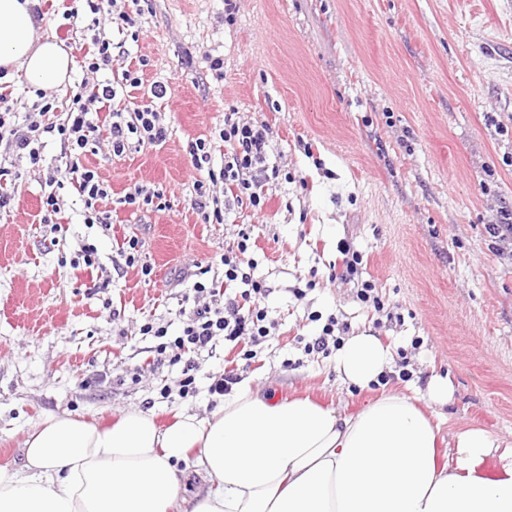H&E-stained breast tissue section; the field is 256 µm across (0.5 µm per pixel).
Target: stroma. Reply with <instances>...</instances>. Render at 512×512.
I'll return each mask as SVG.
<instances>
[{
    "label": "stroma",
    "instance_id": "obj_1",
    "mask_svg": "<svg viewBox=\"0 0 512 512\" xmlns=\"http://www.w3.org/2000/svg\"><path fill=\"white\" fill-rule=\"evenodd\" d=\"M234 23L224 0H134L138 41L123 43L108 72L89 73L93 48L76 0H43L41 26L73 58L61 108L82 81L111 80L119 92L97 118L152 102L169 126L166 142L113 157H82L111 187L99 207L112 225L84 222L74 188L59 195L57 224L38 218L45 167L61 146L44 136L43 169L0 146V190L14 198L0 215V465L21 462L35 423L70 415L104 424L130 410L158 424L176 414H211L215 376L231 370L263 395H311L352 412L382 388L424 396L431 377L453 386L440 407L442 432L483 427L512 439V248L485 231L512 210V0H240ZM224 61L216 77L210 61ZM142 83L123 85L125 70ZM166 97L147 95L152 83ZM266 124L269 155L290 178L270 190L264 211H231L205 224L190 205L197 175L188 140L209 139L224 158V114ZM164 190L170 207L131 213L120 200L135 186ZM257 247L254 275L277 328L244 360L247 340H217L198 353L196 395L174 388L180 366L153 361L147 319L176 334L195 265L224 281L221 258L241 227ZM138 238L140 262L115 267L125 239ZM363 256L383 310L362 303L357 283L331 282L340 243ZM94 245V267L80 262ZM150 274H143L142 266ZM335 316L349 333L371 329L396 359L386 385L340 383L332 358L307 353ZM138 382H131V375Z\"/></svg>",
    "mask_w": 512,
    "mask_h": 512
}]
</instances>
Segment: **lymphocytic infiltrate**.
<instances>
[{
	"instance_id": "f902f5d3",
	"label": "lymphocytic infiltrate",
	"mask_w": 512,
	"mask_h": 512,
	"mask_svg": "<svg viewBox=\"0 0 512 512\" xmlns=\"http://www.w3.org/2000/svg\"><path fill=\"white\" fill-rule=\"evenodd\" d=\"M117 96L112 82L96 84L91 90H78L66 107V117L59 123H41L40 119L24 122L7 120L0 112V142L19 155L28 156L31 164H40L42 157L38 145L43 135L59 138L64 155L68 160L65 172L50 170L45 184L48 188L40 209V223L53 224L57 221L58 191L64 185H72L84 202L87 211L86 223L110 224V212L99 210L98 204L110 193L109 185L99 176L97 170L82 166L80 158L86 153H98L100 143H107L114 156H122L133 146L163 144L168 137V128L160 112L151 103L141 104L126 112H116L106 130L104 140L94 135L92 114L97 103L109 101ZM268 127L266 124L243 122L234 112H226L224 126L219 137L224 143V159L221 164L212 160L211 144L203 138L188 141L187 152L199 176L192 184L190 199L202 223L220 224L225 220L226 210L214 195L216 186H223L230 201L253 211L265 207L266 185L278 181L281 169L267 161ZM251 235L247 229H240L236 241L224 250V281L227 291L210 287L205 275L206 268H198V278L192 289L198 294H209V302L194 304L190 310L189 322L177 336H169L166 326L145 323L143 334L157 338L154 351L161 360L180 365V393H196V375L200 369L195 359L215 341L224 337L236 341L248 337L252 344H261L275 329L269 320L262 301L268 290L260 280L254 279L255 264L250 257ZM241 284L238 292H230L231 284Z\"/></svg>"
}]
</instances>
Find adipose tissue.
<instances>
[{
  "instance_id": "1",
  "label": "adipose tissue",
  "mask_w": 512,
  "mask_h": 512,
  "mask_svg": "<svg viewBox=\"0 0 512 512\" xmlns=\"http://www.w3.org/2000/svg\"><path fill=\"white\" fill-rule=\"evenodd\" d=\"M34 3L0 0V69L65 86L72 57ZM392 364L368 331L336 354L338 379L363 389ZM490 459L498 476L484 471ZM189 461L201 479L191 498L177 471ZM0 512H512V439L480 428L442 438L417 398L393 389L348 414L244 384L210 418L183 413L165 427L140 411L38 423L24 463L0 466Z\"/></svg>"
}]
</instances>
